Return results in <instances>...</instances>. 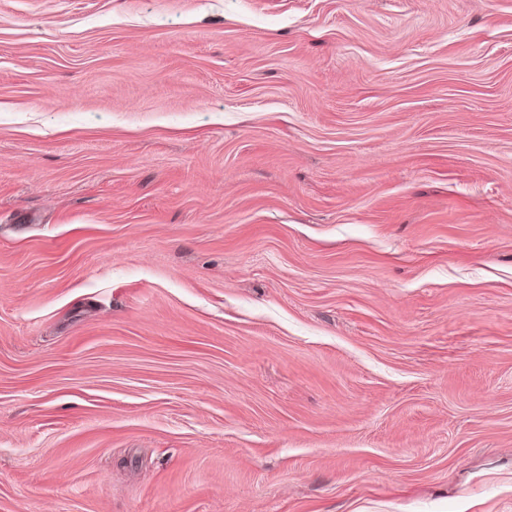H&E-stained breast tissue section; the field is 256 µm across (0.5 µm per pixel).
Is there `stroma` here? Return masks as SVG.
Wrapping results in <instances>:
<instances>
[{
  "mask_svg": "<svg viewBox=\"0 0 512 512\" xmlns=\"http://www.w3.org/2000/svg\"><path fill=\"white\" fill-rule=\"evenodd\" d=\"M0 512H512V0H0Z\"/></svg>",
  "mask_w": 512,
  "mask_h": 512,
  "instance_id": "1",
  "label": "stroma"
}]
</instances>
